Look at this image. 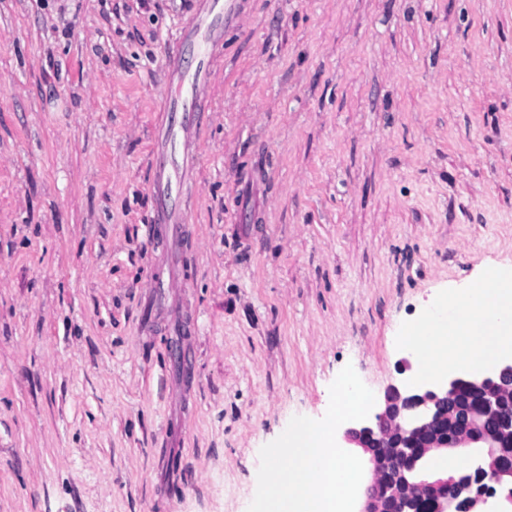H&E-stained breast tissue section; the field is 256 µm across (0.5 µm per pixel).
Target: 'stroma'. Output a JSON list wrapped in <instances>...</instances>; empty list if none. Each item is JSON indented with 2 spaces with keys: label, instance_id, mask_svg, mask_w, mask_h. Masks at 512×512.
Returning a JSON list of instances; mask_svg holds the SVG:
<instances>
[{
  "label": "stroma",
  "instance_id": "obj_1",
  "mask_svg": "<svg viewBox=\"0 0 512 512\" xmlns=\"http://www.w3.org/2000/svg\"><path fill=\"white\" fill-rule=\"evenodd\" d=\"M235 6L158 224L185 0H0V512H247L344 366L382 397L512 264V0Z\"/></svg>",
  "mask_w": 512,
  "mask_h": 512
}]
</instances>
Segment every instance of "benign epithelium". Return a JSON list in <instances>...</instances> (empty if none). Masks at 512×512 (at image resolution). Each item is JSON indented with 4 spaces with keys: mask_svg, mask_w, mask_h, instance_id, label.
<instances>
[{
    "mask_svg": "<svg viewBox=\"0 0 512 512\" xmlns=\"http://www.w3.org/2000/svg\"><path fill=\"white\" fill-rule=\"evenodd\" d=\"M478 403L460 404L461 387ZM512 390V359L482 373L451 372L438 380L387 386L378 410L347 424L341 439L360 450L371 480L358 512H422L417 489L429 491L430 512H472L495 497L494 486L512 484V414H505L502 395ZM448 448L487 449L488 468L477 476L460 471L433 473L428 455Z\"/></svg>",
    "mask_w": 512,
    "mask_h": 512,
    "instance_id": "1",
    "label": "benign epithelium"
}]
</instances>
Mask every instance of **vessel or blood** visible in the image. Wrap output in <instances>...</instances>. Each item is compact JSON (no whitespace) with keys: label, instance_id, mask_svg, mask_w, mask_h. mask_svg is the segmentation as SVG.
Wrapping results in <instances>:
<instances>
[{"label":"vessel or blood","instance_id":"obj_1","mask_svg":"<svg viewBox=\"0 0 512 512\" xmlns=\"http://www.w3.org/2000/svg\"><path fill=\"white\" fill-rule=\"evenodd\" d=\"M235 6L232 0H225L223 15H215L213 6L206 0H190L186 20L180 37L169 49L171 60H178L185 47L204 41L208 51L200 60L196 71L180 75L168 94L163 109L167 112L182 113L181 122H173L154 130V151L151 168L154 172V187L158 198L157 219L164 224L174 223L170 202L174 193L179 192L182 181L173 169L176 153L190 154L197 148L192 132L193 125L200 118L196 105V91L207 81L209 68L218 58V48L234 20Z\"/></svg>","mask_w":512,"mask_h":512}]
</instances>
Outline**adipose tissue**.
Segmentation results:
<instances>
[{
  "mask_svg": "<svg viewBox=\"0 0 512 512\" xmlns=\"http://www.w3.org/2000/svg\"><path fill=\"white\" fill-rule=\"evenodd\" d=\"M464 302L484 316L482 329H475L468 318L457 317L456 311ZM396 340L413 351L419 375L428 379L441 377L446 371L439 356L441 345H453L472 370L512 351V267L487 270L460 295L432 298L425 318L403 327Z\"/></svg>",
  "mask_w": 512,
  "mask_h": 512,
  "instance_id": "ef3b65f1",
  "label": "adipose tissue"
}]
</instances>
